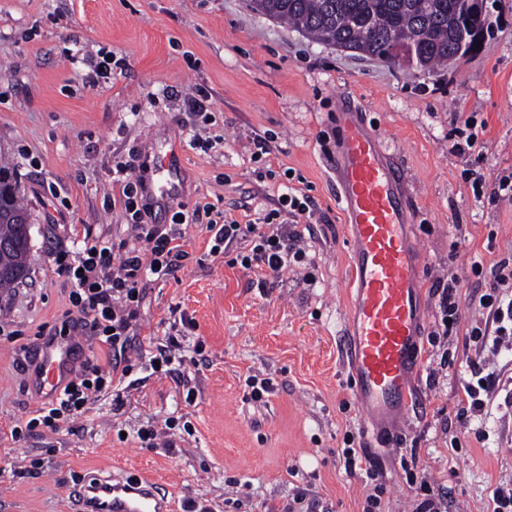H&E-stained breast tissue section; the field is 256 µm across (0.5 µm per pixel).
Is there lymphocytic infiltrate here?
Here are the masks:
<instances>
[{"mask_svg": "<svg viewBox=\"0 0 512 512\" xmlns=\"http://www.w3.org/2000/svg\"><path fill=\"white\" fill-rule=\"evenodd\" d=\"M116 182L121 189L120 205L127 226L136 238L134 245H114L108 240L84 234L83 246L71 257L65 258L64 270L71 283L70 303L77 312L76 319L64 322L60 336L72 331H88L104 346L113 359H121L136 339L134 330L148 277L165 276L172 272L185 256L179 241L180 225L194 224L201 217L200 210H179L171 217L169 230H160L148 223L149 204L143 193L140 178L131 169L118 166ZM219 246H232L247 239L252 247L241 258L244 269L258 268L270 277H278L291 262L305 256L300 247L303 234L287 225L265 220L261 224H241L230 219L225 222L209 220ZM145 241L146 249H139L138 241ZM496 284L482 294L474 308L479 315L494 324V331L474 327L471 336L480 343L487 355H497L505 337L512 336V301L503 302L499 289L511 282L505 274L495 276ZM114 377L111 370L86 360L75 365L72 374L59 394L31 410L25 422L15 425L11 437L31 434L39 428H56L58 423L82 415L89 401L111 390Z\"/></svg>", "mask_w": 512, "mask_h": 512, "instance_id": "lymphocytic-infiltrate-1", "label": "lymphocytic infiltrate"}]
</instances>
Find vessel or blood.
<instances>
[{
	"mask_svg": "<svg viewBox=\"0 0 512 512\" xmlns=\"http://www.w3.org/2000/svg\"><path fill=\"white\" fill-rule=\"evenodd\" d=\"M337 197L352 241L349 257L352 391L367 419L401 425L419 372L418 268L408 235L409 189L390 167L377 135L358 113L336 115ZM72 339L43 343L38 382L55 393L69 376ZM81 512H174L157 483L115 474L75 491Z\"/></svg>",
	"mask_w": 512,
	"mask_h": 512,
	"instance_id": "vessel-or-blood-1",
	"label": "vessel or blood"
}]
</instances>
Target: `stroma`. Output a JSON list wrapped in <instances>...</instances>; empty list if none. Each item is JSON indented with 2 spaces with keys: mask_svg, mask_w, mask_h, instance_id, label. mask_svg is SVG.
<instances>
[{
  "mask_svg": "<svg viewBox=\"0 0 512 512\" xmlns=\"http://www.w3.org/2000/svg\"><path fill=\"white\" fill-rule=\"evenodd\" d=\"M486 5L479 47L423 72L307 38L250 0H0V163L30 215L29 274L0 289V512H79L74 487L109 472L151 475L176 512H299L300 494L316 512H364L374 492L376 512H414L423 472L448 512H487L493 489L512 485V350L483 369L491 389L471 419L483 440L457 418L477 357L469 300L512 263V200L498 189L512 172V0ZM103 53L112 79L89 89L86 63ZM196 85L220 138L205 152L189 145L183 106ZM347 108L374 124L409 186L420 247V407L390 438L366 432L348 368L350 240L327 162L332 119ZM469 118L484 129L460 154L449 135ZM259 139L271 151L258 159ZM119 163L143 179L156 224L181 205L242 224L273 211L285 223L283 187L309 196L306 256L273 279L235 264L249 243L215 253L205 223L183 225L186 258L145 286L131 375L75 421L12 440L46 399L29 358L72 310L57 255L72 248L73 226L131 239L112 182ZM468 169L483 174L480 193ZM451 275L460 319L437 336L432 286ZM170 335L194 359L178 373L146 369ZM253 375L274 387L259 401ZM169 417L162 447L137 439ZM346 448L372 458L374 473H347Z\"/></svg>",
  "mask_w": 512,
  "mask_h": 512,
  "instance_id": "1",
  "label": "stroma"
}]
</instances>
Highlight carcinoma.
Segmentation results:
<instances>
[{
    "instance_id": "cac0c4a2",
    "label": "carcinoma",
    "mask_w": 512,
    "mask_h": 512,
    "mask_svg": "<svg viewBox=\"0 0 512 512\" xmlns=\"http://www.w3.org/2000/svg\"><path fill=\"white\" fill-rule=\"evenodd\" d=\"M252 8L288 21L312 38L341 50L355 51L398 65L409 57L430 71L451 63L472 28L486 21L463 15L459 0H251ZM0 288H9L27 273L29 223L7 170L0 168Z\"/></svg>"
}]
</instances>
